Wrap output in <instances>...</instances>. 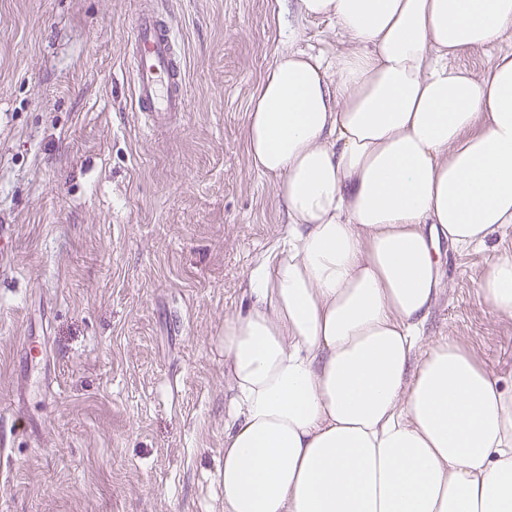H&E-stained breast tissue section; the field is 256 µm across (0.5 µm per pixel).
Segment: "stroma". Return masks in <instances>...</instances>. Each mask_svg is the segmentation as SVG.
<instances>
[{
    "instance_id": "35a3bbf8",
    "label": "stroma",
    "mask_w": 512,
    "mask_h": 512,
    "mask_svg": "<svg viewBox=\"0 0 512 512\" xmlns=\"http://www.w3.org/2000/svg\"><path fill=\"white\" fill-rule=\"evenodd\" d=\"M139 0H0V512H224V321L286 233L247 110L290 0H153L177 29L189 108L154 136L132 108ZM480 249L441 243L425 342L458 339L512 387V318ZM33 336L39 357L21 343Z\"/></svg>"
}]
</instances>
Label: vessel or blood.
I'll use <instances>...</instances> for the list:
<instances>
[{
	"instance_id": "obj_1",
	"label": "vessel or blood",
	"mask_w": 512,
	"mask_h": 512,
	"mask_svg": "<svg viewBox=\"0 0 512 512\" xmlns=\"http://www.w3.org/2000/svg\"><path fill=\"white\" fill-rule=\"evenodd\" d=\"M133 104L145 135L187 109L183 67L173 28L154 7L141 5L131 19Z\"/></svg>"
}]
</instances>
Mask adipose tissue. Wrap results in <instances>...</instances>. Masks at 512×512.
Listing matches in <instances>:
<instances>
[{
	"label": "adipose tissue",
	"mask_w": 512,
	"mask_h": 512,
	"mask_svg": "<svg viewBox=\"0 0 512 512\" xmlns=\"http://www.w3.org/2000/svg\"><path fill=\"white\" fill-rule=\"evenodd\" d=\"M328 57L276 51L246 123L288 233L224 322V512H512V389L453 340L418 353L439 244L512 226V0H294ZM512 316V254L482 275ZM293 44L311 54L328 56L346 46L336 22L328 19L305 21ZM512 52V36L503 37L491 45L477 50H466L450 57L448 62L456 67L481 75L501 52Z\"/></svg>",
	"instance_id": "ef3b65f1"
}]
</instances>
